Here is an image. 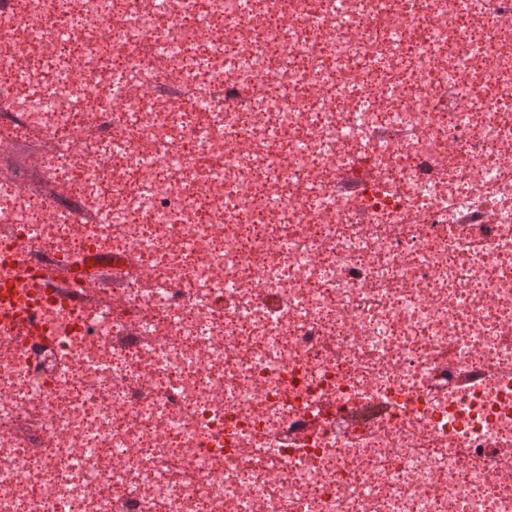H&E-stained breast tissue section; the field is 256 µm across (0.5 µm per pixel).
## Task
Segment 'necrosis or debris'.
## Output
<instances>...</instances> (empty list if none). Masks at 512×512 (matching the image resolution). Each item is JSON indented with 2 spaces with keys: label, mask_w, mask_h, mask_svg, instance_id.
Returning a JSON list of instances; mask_svg holds the SVG:
<instances>
[{
  "label": "necrosis or debris",
  "mask_w": 512,
  "mask_h": 512,
  "mask_svg": "<svg viewBox=\"0 0 512 512\" xmlns=\"http://www.w3.org/2000/svg\"><path fill=\"white\" fill-rule=\"evenodd\" d=\"M0 111V512H512V0H0Z\"/></svg>",
  "instance_id": "1"
}]
</instances>
